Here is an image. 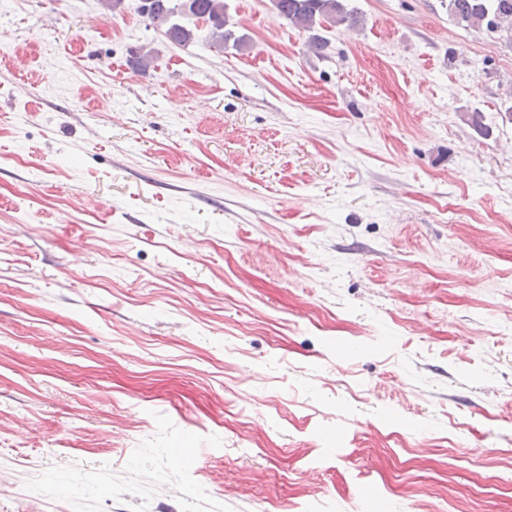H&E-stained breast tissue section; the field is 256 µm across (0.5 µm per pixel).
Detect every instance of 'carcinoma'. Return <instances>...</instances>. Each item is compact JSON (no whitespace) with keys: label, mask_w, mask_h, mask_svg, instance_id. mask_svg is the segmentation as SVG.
Returning <instances> with one entry per match:
<instances>
[{"label":"carcinoma","mask_w":512,"mask_h":512,"mask_svg":"<svg viewBox=\"0 0 512 512\" xmlns=\"http://www.w3.org/2000/svg\"><path fill=\"white\" fill-rule=\"evenodd\" d=\"M274 9L293 26L311 33L308 45L318 55L326 42L313 33L316 27H356L362 21L356 10L348 8L346 0H275ZM448 16L466 29L512 35V0H448ZM146 18L152 26L164 30L173 44L186 45L194 39L193 29L184 21L203 20L211 31L209 47L222 51L230 41L238 49L245 45L244 38L228 28L225 0H149Z\"/></svg>","instance_id":"1"}]
</instances>
